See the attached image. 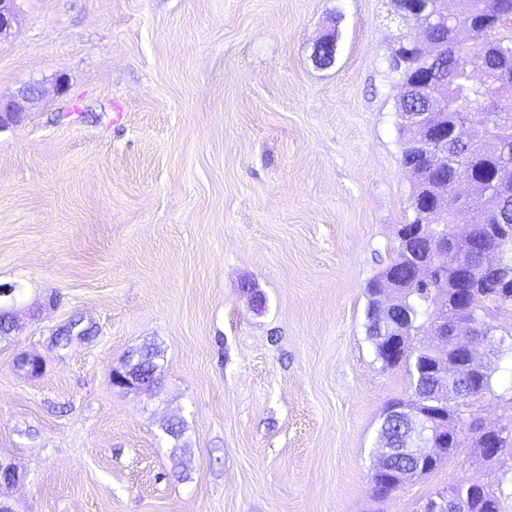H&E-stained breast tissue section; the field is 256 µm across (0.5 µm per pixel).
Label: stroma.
<instances>
[{"mask_svg":"<svg viewBox=\"0 0 512 512\" xmlns=\"http://www.w3.org/2000/svg\"><path fill=\"white\" fill-rule=\"evenodd\" d=\"M16 6L0 99L40 95L0 130V283L26 308L0 337L15 512H421L463 479L512 512L508 451L370 490L384 405L410 390L365 333L367 285L413 218L392 0ZM75 317L95 338L56 348ZM149 342L160 394L114 387ZM489 366L473 413L512 429V345Z\"/></svg>","mask_w":512,"mask_h":512,"instance_id":"35a3bbf8","label":"stroma"}]
</instances>
